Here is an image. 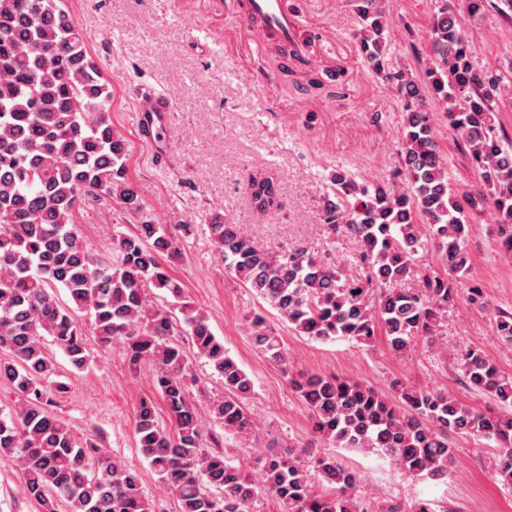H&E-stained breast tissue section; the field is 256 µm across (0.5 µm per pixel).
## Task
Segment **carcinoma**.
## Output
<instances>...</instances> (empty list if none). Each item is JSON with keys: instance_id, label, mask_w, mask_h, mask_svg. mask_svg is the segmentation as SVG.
I'll list each match as a JSON object with an SVG mask.
<instances>
[{"instance_id": "carcinoma-1", "label": "carcinoma", "mask_w": 512, "mask_h": 512, "mask_svg": "<svg viewBox=\"0 0 512 512\" xmlns=\"http://www.w3.org/2000/svg\"><path fill=\"white\" fill-rule=\"evenodd\" d=\"M358 48L373 69H385V34L391 20L383 0H356ZM404 112L401 139L405 186L358 184L340 171L335 198L324 204L331 232L346 229L360 242L363 279L302 248L258 250L235 224L217 214L208 224L228 269L267 301L298 334L316 341L347 338L366 343L384 327L395 354L431 338L455 302L454 277L470 266L464 248L467 213L492 200L499 247L512 258V145L496 123L500 79L471 59L458 13L442 0L431 25V57L424 77L396 75ZM445 106L448 124L461 135L484 189L459 200L449 188L434 136V115L424 99ZM112 92L89 54L82 30L61 0H0V381L19 398L0 415V458L22 472L26 493L44 512H153L141 493L139 472L89 440L73 436L49 409L52 338L77 368L88 363L87 337L121 343L131 368L155 367V384L176 424L159 425L154 403L139 402L138 447L160 481L175 492L178 512H245L258 486L221 451L201 446L202 419L191 398L196 378L180 337H190L224 383L209 401V419L246 436L253 423L242 399L253 389L247 373L224 351L208 317L191 305L174 320L153 304L150 289L181 295V286L159 262L174 252L175 235L160 224H140L112 241L101 258L73 231L83 202L116 201L142 208L125 178L130 145L112 127ZM260 213L279 206L280 189L269 178L250 182ZM430 229L444 273L423 276L420 288L389 285L413 275L412 255L423 245L418 219ZM69 298L63 303L56 289ZM256 348L284 365L282 339L259 315L251 319ZM498 339L512 344V313L496 320ZM469 386L493 397L497 409L477 411L429 389L391 383L390 400L365 383L336 376L297 374L292 388L312 411L314 435L338 448L376 452L411 478L445 479L455 450L448 434L495 443L498 470L512 484V378L479 349L457 356ZM263 489L281 512H360L355 492L362 475L323 454L308 472L292 453L265 458ZM336 488L328 496L314 484Z\"/></svg>"}]
</instances>
